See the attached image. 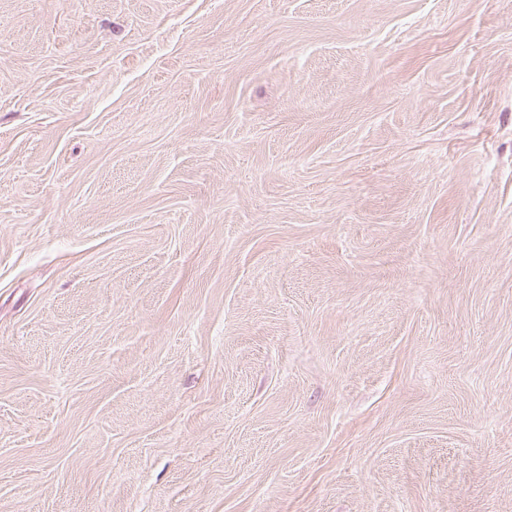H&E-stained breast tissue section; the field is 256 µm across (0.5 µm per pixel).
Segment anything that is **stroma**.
<instances>
[{"instance_id":"1","label":"stroma","mask_w":512,"mask_h":512,"mask_svg":"<svg viewBox=\"0 0 512 512\" xmlns=\"http://www.w3.org/2000/svg\"><path fill=\"white\" fill-rule=\"evenodd\" d=\"M0 512H512V0H0Z\"/></svg>"}]
</instances>
